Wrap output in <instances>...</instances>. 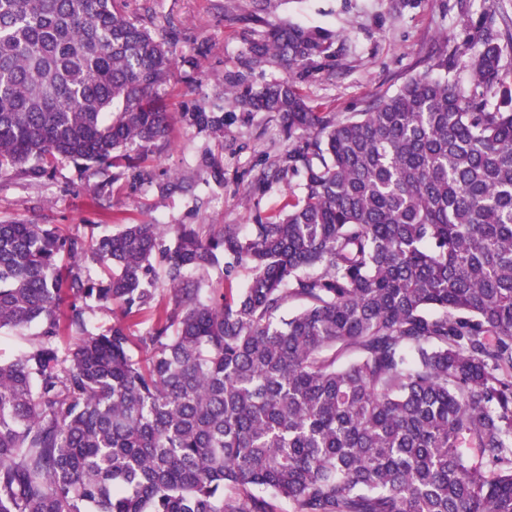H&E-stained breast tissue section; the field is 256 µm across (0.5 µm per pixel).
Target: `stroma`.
Listing matches in <instances>:
<instances>
[{
	"mask_svg": "<svg viewBox=\"0 0 512 512\" xmlns=\"http://www.w3.org/2000/svg\"><path fill=\"white\" fill-rule=\"evenodd\" d=\"M254 7L255 0H126L131 14L170 21L178 43L160 97L172 115L167 139L134 168L118 160L84 171L64 162L37 177L0 173V221L45 224L87 240L129 222L245 226L301 195L302 177L288 170L255 187L287 141L275 114L247 111L224 94L225 76L240 70L265 31L245 20ZM482 11L483 0H279L270 19L333 33L336 56L295 81L316 111L345 116L396 92L428 47L460 42L467 20ZM202 108L223 109V132L186 121Z\"/></svg>",
	"mask_w": 512,
	"mask_h": 512,
	"instance_id": "obj_1",
	"label": "stroma"
}]
</instances>
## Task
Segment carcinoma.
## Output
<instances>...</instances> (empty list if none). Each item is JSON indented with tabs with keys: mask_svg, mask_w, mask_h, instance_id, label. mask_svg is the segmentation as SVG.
<instances>
[{
	"mask_svg": "<svg viewBox=\"0 0 512 512\" xmlns=\"http://www.w3.org/2000/svg\"><path fill=\"white\" fill-rule=\"evenodd\" d=\"M473 30L349 117L314 111L289 76L242 94L277 114L305 179L245 228L86 242L0 221V329L43 325L0 363V512H512V15L496 0ZM332 46L269 23L243 67L291 74ZM176 54L118 0H0V171L166 138ZM186 120L224 130L214 112ZM220 253L224 280L250 271L243 287L192 278ZM159 283L172 307L135 338ZM100 303L122 320L94 333Z\"/></svg>",
	"mask_w": 512,
	"mask_h": 512,
	"instance_id": "carcinoma-1",
	"label": "carcinoma"
}]
</instances>
